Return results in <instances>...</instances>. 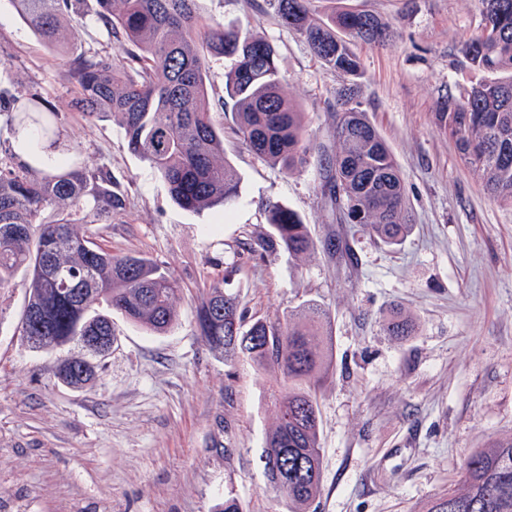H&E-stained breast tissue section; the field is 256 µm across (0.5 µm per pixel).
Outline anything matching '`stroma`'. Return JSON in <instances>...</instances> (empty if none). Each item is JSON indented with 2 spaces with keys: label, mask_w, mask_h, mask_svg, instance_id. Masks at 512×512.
Wrapping results in <instances>:
<instances>
[{
  "label": "stroma",
  "mask_w": 512,
  "mask_h": 512,
  "mask_svg": "<svg viewBox=\"0 0 512 512\" xmlns=\"http://www.w3.org/2000/svg\"><path fill=\"white\" fill-rule=\"evenodd\" d=\"M198 5L209 21L276 48L282 91L316 144L306 167L290 173L255 157L231 131L227 62L211 59L212 117L241 177L223 210L179 207L129 150L119 119L91 123L76 109L66 63L94 53L123 62V39L92 24L56 49L0 5V104L33 94L58 112V153L110 177L119 200L94 218L98 241L156 260L182 287L169 333L113 315L112 349L82 389L59 383L55 355L17 336L23 288L0 290V512H219L228 494L243 512H285L260 461L276 422L269 378L200 336L197 309L217 276L249 318L281 322L306 301L330 314L315 512H422L473 451L512 436V208L462 164L436 118L448 93L481 78L461 53L480 31L481 0H311L314 18L349 7L389 26L385 43L354 44L356 80L320 61L265 0ZM352 85L403 174L412 228L396 247L337 223L323 195L336 93ZM273 204L302 217L313 250L257 255ZM336 240L343 251L330 250ZM395 311L416 321L414 336L384 334Z\"/></svg>",
  "instance_id": "1"
}]
</instances>
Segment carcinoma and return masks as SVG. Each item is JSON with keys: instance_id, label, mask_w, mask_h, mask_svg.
<instances>
[{"instance_id": "obj_1", "label": "carcinoma", "mask_w": 512, "mask_h": 512, "mask_svg": "<svg viewBox=\"0 0 512 512\" xmlns=\"http://www.w3.org/2000/svg\"><path fill=\"white\" fill-rule=\"evenodd\" d=\"M41 39L61 47L64 21L87 23L83 0H8ZM94 23L122 37L130 49L119 67L107 56L69 63L75 104L84 117H117L131 151L167 183L185 210L224 206L238 194L240 177L224 159V129L214 124L207 87L210 58L231 61L224 89L234 102L233 132L257 158L286 171L309 162L313 144L303 112L282 93L277 54L262 39L242 38L203 19L198 0H96ZM280 22L300 33L326 65L361 74L351 42L380 44L387 27L366 11L343 10L324 21L312 17L310 0H267ZM480 32L462 47L470 68L486 78L455 96L437 113L440 128L461 159L500 203L512 207V0H481ZM334 137L325 185L338 224H362L392 246L409 233L411 209L403 179L387 144L354 105L357 92L337 93ZM10 140L0 143V288L21 284L25 302L17 331L36 352L58 354L55 377L73 388L92 385L96 366L62 355L83 336H113L112 313L151 333L177 324L179 281L140 254L112 253L96 242L88 225L72 215L93 206L112 213V191L72 165L49 158L37 170L17 163L23 146L37 161L59 139L58 113L35 96L12 99ZM59 210L42 223L40 212ZM264 251L302 255L314 247L294 210L270 207ZM198 321L203 340L227 360L243 355L271 372L268 400L276 415L261 455L266 483L287 512H310L320 492L322 448L317 390L332 367L330 316L305 302L285 323H246L224 279L207 287ZM387 335L405 339L415 324L400 313L384 324ZM427 512H512V437L475 450L457 486L434 497Z\"/></svg>"}]
</instances>
